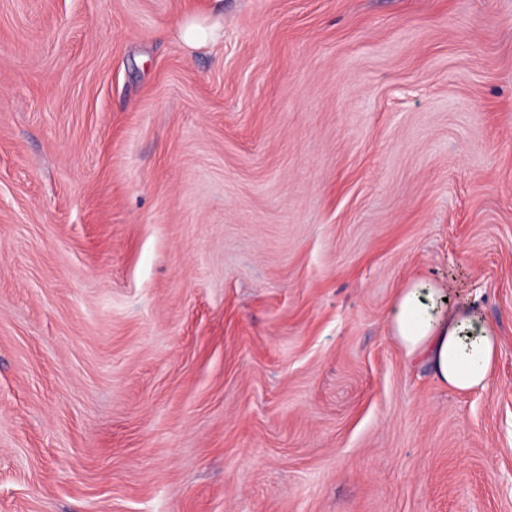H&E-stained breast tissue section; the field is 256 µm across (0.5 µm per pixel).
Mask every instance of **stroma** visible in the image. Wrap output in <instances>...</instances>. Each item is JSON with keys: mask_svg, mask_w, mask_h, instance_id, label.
<instances>
[{"mask_svg": "<svg viewBox=\"0 0 512 512\" xmlns=\"http://www.w3.org/2000/svg\"><path fill=\"white\" fill-rule=\"evenodd\" d=\"M0 512H512V0H0ZM219 36L217 29H206L195 23H186L180 28V37L188 45H197L207 40H215ZM454 289L449 280L432 285L414 279L390 311L389 332L441 385L461 393L484 390L497 362L498 336L474 302Z\"/></svg>", "mask_w": 512, "mask_h": 512, "instance_id": "35a3bbf8", "label": "stroma"}]
</instances>
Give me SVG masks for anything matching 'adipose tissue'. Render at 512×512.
I'll return each mask as SVG.
<instances>
[{"label": "adipose tissue", "mask_w": 512, "mask_h": 512, "mask_svg": "<svg viewBox=\"0 0 512 512\" xmlns=\"http://www.w3.org/2000/svg\"><path fill=\"white\" fill-rule=\"evenodd\" d=\"M388 328L405 354L428 366L441 385L461 393L487 387L498 336L453 285L411 281L390 311Z\"/></svg>", "instance_id": "ef3b65f1"}]
</instances>
